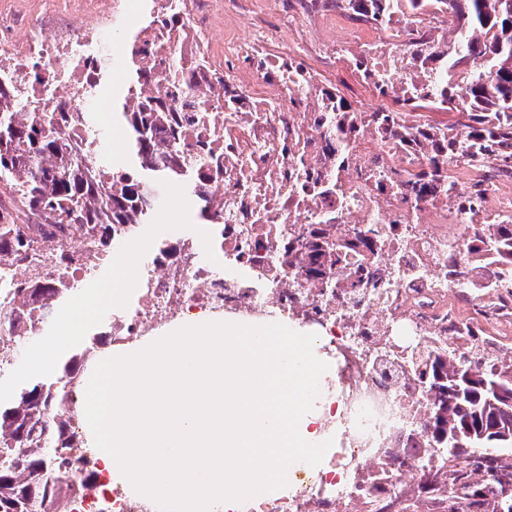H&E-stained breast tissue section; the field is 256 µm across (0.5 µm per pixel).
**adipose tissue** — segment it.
Segmentation results:
<instances>
[{"instance_id": "adipose-tissue-1", "label": "adipose tissue", "mask_w": 512, "mask_h": 512, "mask_svg": "<svg viewBox=\"0 0 512 512\" xmlns=\"http://www.w3.org/2000/svg\"><path fill=\"white\" fill-rule=\"evenodd\" d=\"M112 293L113 290L109 287L97 289L93 295L87 297L75 308L65 318L64 330L61 335L55 337L32 356L29 362L30 369L44 372L54 371L67 348L81 339L88 322L101 308L111 304Z\"/></svg>"}]
</instances>
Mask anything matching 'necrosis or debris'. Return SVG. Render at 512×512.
<instances>
[{
    "label": "necrosis or debris",
    "instance_id": "necrosis-or-debris-1",
    "mask_svg": "<svg viewBox=\"0 0 512 512\" xmlns=\"http://www.w3.org/2000/svg\"><path fill=\"white\" fill-rule=\"evenodd\" d=\"M329 0H290L275 23L239 22L238 0H79L71 8L0 9V112L35 113L85 161L98 141L88 113L124 84L130 110L172 107L178 140L160 142L172 164L195 178L211 234L179 231L150 249L133 294L112 301L99 348L121 353L186 324L232 319L299 320L326 354L331 376L318 410L322 432L341 444L320 470L294 478L248 512H404L424 481L442 484L443 465L424 424L433 395L409 364L436 350L470 355L469 290L448 276V249L484 224L512 215V177L494 160L452 156L448 191L418 193L410 175L435 158L419 127L384 130L382 104L343 109L324 82L351 54L358 78L383 82L386 100L428 87L433 61L411 55L419 36L445 49L457 23L446 9L414 17L398 9L366 34L321 23ZM131 26L113 43V29ZM359 134L337 147L336 123ZM480 189L470 209L460 200ZM17 192H0V237H21L20 254H0V303L14 306L27 335L58 333L63 315L42 320V286L64 283L67 300L99 284L133 224H71L46 213L17 217ZM344 242L367 231L376 248L361 283L343 287L335 270L306 279L288 262L313 227ZM85 374L70 385L74 433L58 469L63 512H159L100 471L84 425Z\"/></svg>",
    "mask_w": 512,
    "mask_h": 512
}]
</instances>
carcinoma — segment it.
I'll return each instance as SVG.
<instances>
[{
  "label": "carcinoma",
  "mask_w": 512,
  "mask_h": 512,
  "mask_svg": "<svg viewBox=\"0 0 512 512\" xmlns=\"http://www.w3.org/2000/svg\"><path fill=\"white\" fill-rule=\"evenodd\" d=\"M357 14L383 16L405 5L421 14L431 0H346ZM461 22L457 47L438 62L432 80L433 95L463 115L465 136L448 138V150L493 156L512 168V17L504 0H441ZM482 61L483 74L461 87L452 71L470 58ZM426 107L415 96L399 108L378 112L380 127L396 124L405 113ZM131 138L133 177L100 197L97 178L87 164L44 123L30 114L17 119L0 112V185L11 187L19 178L22 202L61 215H73V224H146L152 208L150 186L139 175L149 172L157 181L173 175L164 170L156 137L163 115L147 105L138 112H121ZM424 191L442 189L440 167L431 160L416 174ZM466 252L448 251V273L459 284H469L472 269H482L487 281L512 278V217L485 224L482 234L468 240ZM373 251V241L360 233L327 251L316 243L297 258L307 278L324 275L325 262L344 266L346 252ZM83 350L64 364L54 381H38L21 389L13 402L0 404V512H58L56 448L70 434L67 381L80 369ZM414 374L434 393L426 422L429 445L443 449L440 459L453 463L455 478L448 486L469 502L471 512H482L494 502L493 512H512V470L495 464L492 452L512 448V368L464 362L455 356L430 354L416 363Z\"/></svg>",
  "instance_id": "carcinoma-1"
}]
</instances>
